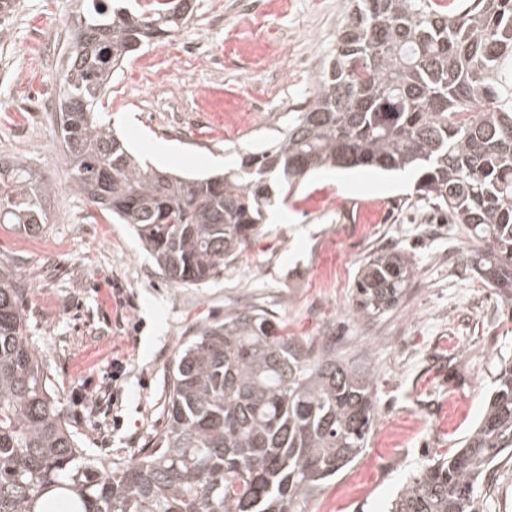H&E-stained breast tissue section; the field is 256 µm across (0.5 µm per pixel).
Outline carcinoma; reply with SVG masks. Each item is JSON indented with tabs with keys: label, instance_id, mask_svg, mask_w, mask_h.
<instances>
[{
	"label": "carcinoma",
	"instance_id": "obj_1",
	"mask_svg": "<svg viewBox=\"0 0 512 512\" xmlns=\"http://www.w3.org/2000/svg\"><path fill=\"white\" fill-rule=\"evenodd\" d=\"M191 11V0H88L59 109L68 186L129 225L163 276L207 283L260 232L273 193L290 195L314 169L373 168L416 177L418 199L462 226L466 263L512 314V0H354L336 56L279 142L206 178L141 163L98 112L113 71ZM52 190L0 156V224L40 232ZM413 277L405 252L369 254L353 315L397 307ZM23 294L1 265L0 512H311L368 446L372 376L249 308L200 325L178 350L151 448L91 459L26 336ZM507 457L511 357L461 447L413 473L388 512H479L482 481Z\"/></svg>",
	"mask_w": 512,
	"mask_h": 512
}]
</instances>
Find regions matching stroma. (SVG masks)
Instances as JSON below:
<instances>
[{"label":"stroma","instance_id":"stroma-1","mask_svg":"<svg viewBox=\"0 0 512 512\" xmlns=\"http://www.w3.org/2000/svg\"><path fill=\"white\" fill-rule=\"evenodd\" d=\"M243 2L193 0L186 24L113 74L102 118L153 166L207 175L279 139L305 109L349 0H266L259 19ZM78 9L79 0H12L0 12V156L53 187L40 234L0 224V264L25 288L27 334L66 424L90 457H139L165 425L179 347L202 321L261 308L291 335L333 340L338 358L371 372L369 445L312 508L384 512L412 473L456 448L499 359L512 357V321L467 265L460 225L419 201L408 176L321 169L274 203L260 235L214 279L166 282L127 225L68 186L57 116ZM263 43L278 55L259 70L247 48ZM259 92L268 107L254 115ZM390 247L410 256L412 286L396 309L355 318L357 272ZM116 357L126 365L117 382Z\"/></svg>","mask_w":512,"mask_h":512}]
</instances>
